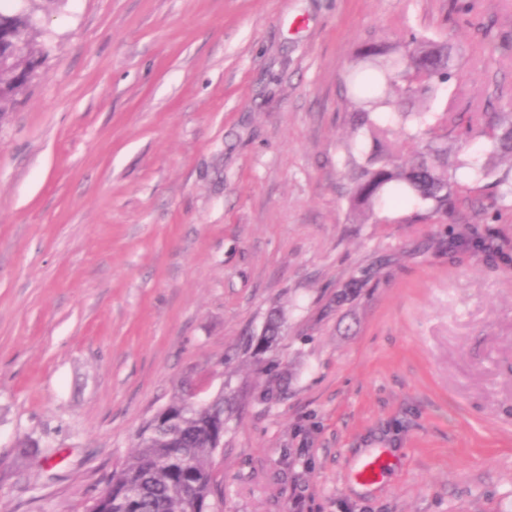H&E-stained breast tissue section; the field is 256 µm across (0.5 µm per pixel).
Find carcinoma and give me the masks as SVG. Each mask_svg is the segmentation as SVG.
I'll list each match as a JSON object with an SVG mask.
<instances>
[{
    "label": "carcinoma",
    "mask_w": 512,
    "mask_h": 512,
    "mask_svg": "<svg viewBox=\"0 0 512 512\" xmlns=\"http://www.w3.org/2000/svg\"><path fill=\"white\" fill-rule=\"evenodd\" d=\"M5 2L0 0V29L23 43L24 53L12 68L0 70V116L15 103L42 57L31 14L12 11ZM457 68L453 45L416 34L395 43L370 41L352 59L344 90L349 123L363 146L349 154V205L361 223L386 224L388 219L378 215L386 201L413 198L420 210L403 223L441 224L459 198L470 197L491 177L501 187L497 202L505 206L512 199V165L503 173L496 165L499 158L512 161V112L490 104L465 116L451 109L431 111V101ZM462 123L486 141L483 154L466 161L472 172L468 182L458 180L457 166L448 157V133ZM411 141L418 149L410 155ZM438 246L445 252L479 253L492 263L512 262L489 234L450 230L439 237ZM362 285L353 277L339 286L336 304L353 298ZM281 334L280 319L271 315L261 338L247 337L241 350L259 359ZM235 408L232 395L196 400L181 387L178 397L140 429L136 451L113 468L106 493L93 499L86 512H209L215 493L211 461Z\"/></svg>",
    "instance_id": "cac0c4a2"
}]
</instances>
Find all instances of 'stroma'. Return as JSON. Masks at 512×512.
<instances>
[{
  "label": "stroma",
  "instance_id": "35a3bbf8",
  "mask_svg": "<svg viewBox=\"0 0 512 512\" xmlns=\"http://www.w3.org/2000/svg\"><path fill=\"white\" fill-rule=\"evenodd\" d=\"M463 3L38 12L41 63L0 118V512H85L186 379L239 397L213 512H512V268L435 251L412 204L357 224L348 202L340 82L366 41L448 39L433 111L512 109V0ZM273 307L278 345L239 354ZM269 366L288 387L260 403ZM383 466L384 460L380 456L362 459L355 466V477L364 485H376L382 477Z\"/></svg>",
  "mask_w": 512,
  "mask_h": 512
}]
</instances>
